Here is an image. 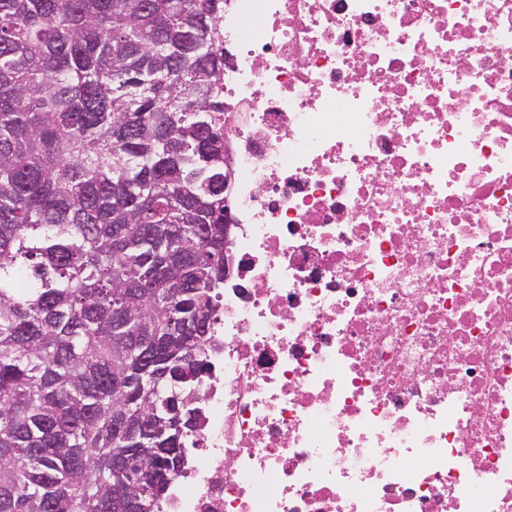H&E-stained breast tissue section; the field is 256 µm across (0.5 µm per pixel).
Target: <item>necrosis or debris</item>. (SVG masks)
<instances>
[{
  "mask_svg": "<svg viewBox=\"0 0 512 512\" xmlns=\"http://www.w3.org/2000/svg\"><path fill=\"white\" fill-rule=\"evenodd\" d=\"M233 274L161 512H512V0H224Z\"/></svg>",
  "mask_w": 512,
  "mask_h": 512,
  "instance_id": "necrosis-or-debris-1",
  "label": "necrosis or debris"
}]
</instances>
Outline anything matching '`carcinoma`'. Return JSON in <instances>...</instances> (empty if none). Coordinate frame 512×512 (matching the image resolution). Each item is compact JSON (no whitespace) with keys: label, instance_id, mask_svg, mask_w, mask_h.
<instances>
[{"label":"carcinoma","instance_id":"obj_1","mask_svg":"<svg viewBox=\"0 0 512 512\" xmlns=\"http://www.w3.org/2000/svg\"><path fill=\"white\" fill-rule=\"evenodd\" d=\"M224 0H0V512H158L224 287Z\"/></svg>","mask_w":512,"mask_h":512}]
</instances>
